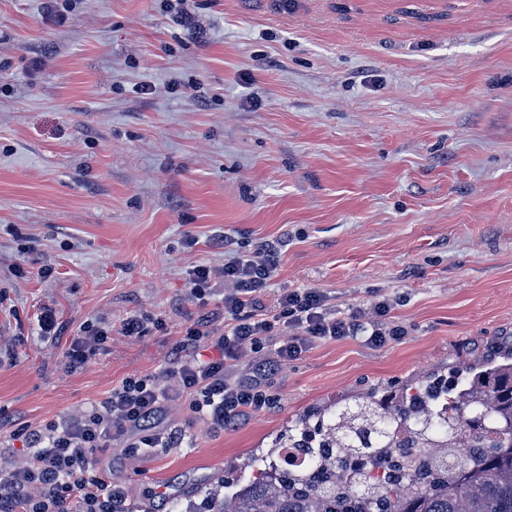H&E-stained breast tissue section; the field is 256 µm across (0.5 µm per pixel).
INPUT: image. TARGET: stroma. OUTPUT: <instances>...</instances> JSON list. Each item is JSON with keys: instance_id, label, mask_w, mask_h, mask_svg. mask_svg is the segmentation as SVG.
<instances>
[{"instance_id": "obj_1", "label": "stroma", "mask_w": 512, "mask_h": 512, "mask_svg": "<svg viewBox=\"0 0 512 512\" xmlns=\"http://www.w3.org/2000/svg\"><path fill=\"white\" fill-rule=\"evenodd\" d=\"M0 458L12 432L159 371L202 308L196 264L277 243L264 296L315 288L333 312L387 299L406 330L323 340L271 376L237 426L170 405L187 443L97 452L130 512H185L249 476L310 408L450 372L512 341V0H0ZM53 269L40 277L41 267ZM58 336H38L42 306ZM166 327L130 338L133 313ZM113 334L71 370L80 326Z\"/></svg>"}]
</instances>
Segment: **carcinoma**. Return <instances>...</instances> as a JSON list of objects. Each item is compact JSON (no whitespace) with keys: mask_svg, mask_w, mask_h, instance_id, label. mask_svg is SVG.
<instances>
[{"mask_svg":"<svg viewBox=\"0 0 512 512\" xmlns=\"http://www.w3.org/2000/svg\"><path fill=\"white\" fill-rule=\"evenodd\" d=\"M432 411L443 438L423 426ZM272 447L211 512H512V344L385 399L303 414ZM285 448L316 454L315 471L279 465Z\"/></svg>","mask_w":512,"mask_h":512,"instance_id":"1","label":"carcinoma"}]
</instances>
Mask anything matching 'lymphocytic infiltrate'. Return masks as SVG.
I'll list each match as a JSON object with an SVG mask.
<instances>
[{
    "label": "lymphocytic infiltrate",
    "mask_w": 512,
    "mask_h": 512,
    "mask_svg": "<svg viewBox=\"0 0 512 512\" xmlns=\"http://www.w3.org/2000/svg\"><path fill=\"white\" fill-rule=\"evenodd\" d=\"M278 253L267 244L253 252L232 251L220 266L190 267L189 295L199 304H207L212 281H223L221 326L186 325L177 359L157 373L123 379L81 414L15 430L22 455L0 464V512H128L125 487L98 468L94 451L119 438L126 455L147 454L158 447V429L175 401L187 403L193 420L216 428L266 410L275 401L267 392L268 376L315 342L360 338L382 347L404 337V328L390 322L391 305L384 299L336 318L320 290H284L274 311H267L263 297ZM268 344L274 355L265 358L261 352ZM203 346L209 357L201 356Z\"/></svg>",
    "instance_id": "obj_1"
}]
</instances>
